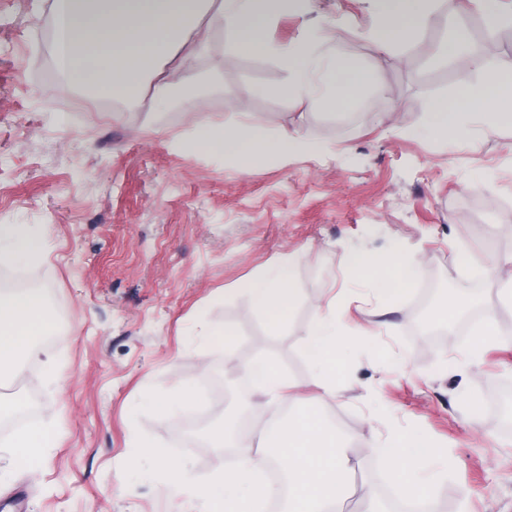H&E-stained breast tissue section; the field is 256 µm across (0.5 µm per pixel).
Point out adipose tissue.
<instances>
[{
  "label": "adipose tissue",
  "instance_id": "adipose-tissue-1",
  "mask_svg": "<svg viewBox=\"0 0 512 512\" xmlns=\"http://www.w3.org/2000/svg\"><path fill=\"white\" fill-rule=\"evenodd\" d=\"M307 0H53L56 21L55 58L63 86H93L97 97L134 105L151 88L154 99L179 100L187 114L201 111L191 94L196 77L189 66L206 47L196 36L203 19L227 27L236 49L252 58H279L290 76L287 89L310 109L345 113L372 83L371 71L343 51L323 54L318 44L302 41L295 48L269 40V29L281 18L304 13ZM376 47L388 51L415 37L432 8V0H374ZM488 127L512 123V64L496 69L485 81L458 88L434 100L425 117L430 133L445 139L472 122ZM187 149L223 154L245 171L277 154L283 157L318 152L317 143L299 131L269 134L255 124L200 123ZM43 250L27 225L0 224V262L22 267L38 261ZM344 265L360 276L376 279L383 303L410 290L418 279V262L399 253L345 255ZM247 289L278 332L295 300L290 268L283 265L252 278ZM50 329L47 291L43 288H0V380L19 373L22 362L38 357ZM310 365L321 393L316 404L289 403L287 422L273 423L271 452L257 455L247 434L234 424L214 432L216 448H236L238 463L215 471L199 484L205 512H262L267 499L283 497V512H344L351 469L346 444L329 427L319 406L335 398L336 387L349 374L347 355L356 345L335 309L316 310L307 333ZM266 395L285 397L291 386L281 366L259 359L243 367ZM60 437L57 427L32 419L7 442L15 467L34 469L45 449ZM390 477L409 497L428 499L434 483L447 474V455L426 436L413 432L392 445L373 444ZM286 477L285 485L266 482L270 470Z\"/></svg>",
  "mask_w": 512,
  "mask_h": 512
}]
</instances>
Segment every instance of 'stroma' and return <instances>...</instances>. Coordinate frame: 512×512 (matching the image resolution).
Returning <instances> with one entry per match:
<instances>
[{"label": "stroma", "instance_id": "1", "mask_svg": "<svg viewBox=\"0 0 512 512\" xmlns=\"http://www.w3.org/2000/svg\"><path fill=\"white\" fill-rule=\"evenodd\" d=\"M491 9L440 0L401 52L379 51L368 35L370 0H310L269 31L277 44L317 39L367 65L382 94H365L348 114L312 110L283 91L278 59L238 53L227 30L210 29L193 58L203 112L143 94L141 105L102 103L73 87L81 104L58 119L57 84L41 72L52 56L47 0H0V224H25L44 243L24 283L46 289L51 364L29 361L6 385L24 392L28 413L64 434L38 474L0 450V503L20 512H203L200 494L172 489L158 458L195 479L234 463L224 448L181 440L192 410H212L204 380L231 383L237 366L277 360L297 402L318 394L305 338L319 304L335 299L360 338L352 374L323 407L355 464L346 506L385 507L397 488L372 441L418 431L448 453V478L431 512H512V306L499 303L494 258L512 256V124H473L442 140L425 127L433 100L490 78L512 62V43H494L475 70L443 56L449 22L471 28ZM247 119L268 133L297 129L325 144L239 170L223 155L182 149L194 121ZM400 253L419 261V281L380 313L377 284L343 267V255ZM290 263L295 303L284 329L267 331L245 283ZM476 298L462 319L474 329L497 305L500 340L478 365L457 329L431 339L413 313L422 292ZM235 334L224 354L221 329ZM182 388L193 406L160 404ZM157 456H134L133 446Z\"/></svg>", "mask_w": 512, "mask_h": 512}]
</instances>
